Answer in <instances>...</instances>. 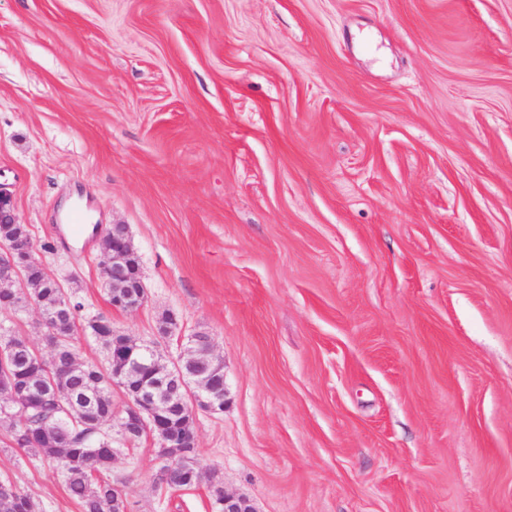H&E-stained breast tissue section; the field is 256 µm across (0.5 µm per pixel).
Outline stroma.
Masks as SVG:
<instances>
[{
    "label": "stroma",
    "mask_w": 512,
    "mask_h": 512,
    "mask_svg": "<svg viewBox=\"0 0 512 512\" xmlns=\"http://www.w3.org/2000/svg\"><path fill=\"white\" fill-rule=\"evenodd\" d=\"M0 187L84 317L224 363L204 480L143 438L129 512H512V0H0ZM5 478L81 512L0 430ZM112 236V260L105 256L104 273L112 277L107 285L109 302L112 307L126 312H135L142 307L145 300L140 268L134 263L135 251L127 227L114 224L104 236ZM112 288H125L124 294H112ZM209 496L212 505L215 499L220 500L224 496V502L220 504L221 510L218 512H256L247 497L225 493L223 483L214 476L209 485Z\"/></svg>",
    "instance_id": "obj_1"
}]
</instances>
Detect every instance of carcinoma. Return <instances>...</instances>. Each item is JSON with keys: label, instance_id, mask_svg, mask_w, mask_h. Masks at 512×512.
<instances>
[{"label": "carcinoma", "instance_id": "obj_1", "mask_svg": "<svg viewBox=\"0 0 512 512\" xmlns=\"http://www.w3.org/2000/svg\"><path fill=\"white\" fill-rule=\"evenodd\" d=\"M25 240L29 233L22 224H1L0 238ZM40 305L47 312H58V318L67 321L81 319L83 304L72 295L49 282L33 289ZM24 336L0 333V349L13 346L3 354L8 368L15 372L18 392L27 394L33 385H41L51 393L33 400L10 402L0 397V405L9 406V414L0 416L5 424L8 440L14 448L38 455L60 471L72 498L82 512H118L120 504L109 479L118 449L114 448L112 433L103 429L112 420V360L126 359L128 336L118 337L112 344L110 336H96L94 340L104 352L105 364L79 361L78 337L61 336L51 358L38 356L34 349L22 346ZM187 350L202 358L213 352L211 337H188ZM131 381L143 385L158 377V372L169 362L160 360L150 367L141 355L129 359ZM176 483L192 489L199 485L202 466H178L173 469ZM0 512H33L32 501L16 483L0 480Z\"/></svg>", "mask_w": 512, "mask_h": 512}]
</instances>
